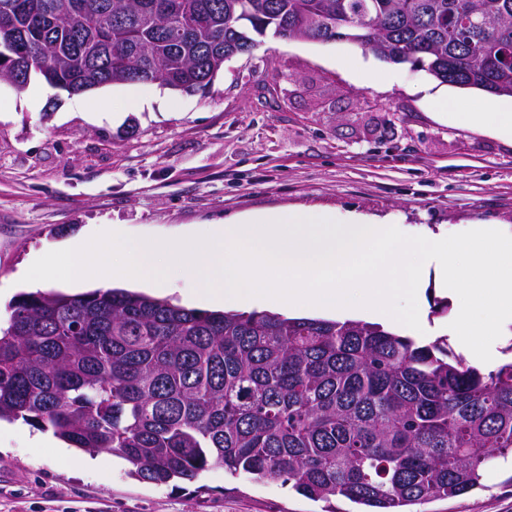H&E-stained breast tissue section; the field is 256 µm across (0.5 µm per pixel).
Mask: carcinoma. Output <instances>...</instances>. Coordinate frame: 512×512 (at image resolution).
<instances>
[{"label": "carcinoma", "instance_id": "carcinoma-1", "mask_svg": "<svg viewBox=\"0 0 512 512\" xmlns=\"http://www.w3.org/2000/svg\"><path fill=\"white\" fill-rule=\"evenodd\" d=\"M0 76L25 88L201 91L257 38L347 41L512 97V0H0ZM510 357L484 372L363 320L201 311L121 288L18 295L0 328V420L110 450L141 482L210 466L362 512L486 488L512 457Z\"/></svg>", "mask_w": 512, "mask_h": 512}]
</instances>
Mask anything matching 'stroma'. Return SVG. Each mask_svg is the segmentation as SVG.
Segmentation results:
<instances>
[{
	"mask_svg": "<svg viewBox=\"0 0 512 512\" xmlns=\"http://www.w3.org/2000/svg\"><path fill=\"white\" fill-rule=\"evenodd\" d=\"M426 72L346 41L265 37L192 95L157 83L68 95L0 82V325L32 263L119 226L136 238L206 234L246 216L355 215L408 235L512 232V141L438 118ZM144 110L132 109V102ZM28 447L0 434V512H323L279 481L214 466L193 481L142 483L111 452ZM416 512H512V487Z\"/></svg>",
	"mask_w": 512,
	"mask_h": 512,
	"instance_id": "obj_1",
	"label": "stroma"
}]
</instances>
